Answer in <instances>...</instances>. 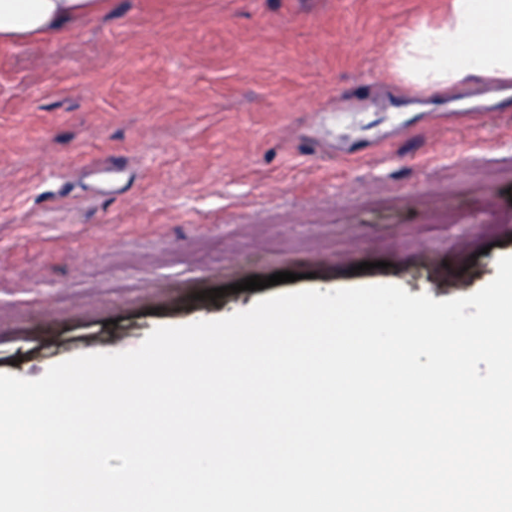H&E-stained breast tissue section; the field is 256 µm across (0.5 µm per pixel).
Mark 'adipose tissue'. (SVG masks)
Returning a JSON list of instances; mask_svg holds the SVG:
<instances>
[{
	"mask_svg": "<svg viewBox=\"0 0 512 512\" xmlns=\"http://www.w3.org/2000/svg\"><path fill=\"white\" fill-rule=\"evenodd\" d=\"M110 0H0V44L67 34ZM414 92L485 81L512 82V0H448L444 20H422L389 49Z\"/></svg>",
	"mask_w": 512,
	"mask_h": 512,
	"instance_id": "ef3b65f1",
	"label": "adipose tissue"
}]
</instances>
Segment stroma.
I'll return each mask as SVG.
<instances>
[{"instance_id":"35a3bbf8","label":"stroma","mask_w":512,"mask_h":512,"mask_svg":"<svg viewBox=\"0 0 512 512\" xmlns=\"http://www.w3.org/2000/svg\"><path fill=\"white\" fill-rule=\"evenodd\" d=\"M447 9L111 0L67 36L0 46V374L36 379L268 296L487 285L512 256V179L489 177L512 169V85L451 116L480 86L417 95L388 55ZM439 210L454 223L431 224ZM285 271L296 281L229 290Z\"/></svg>"}]
</instances>
